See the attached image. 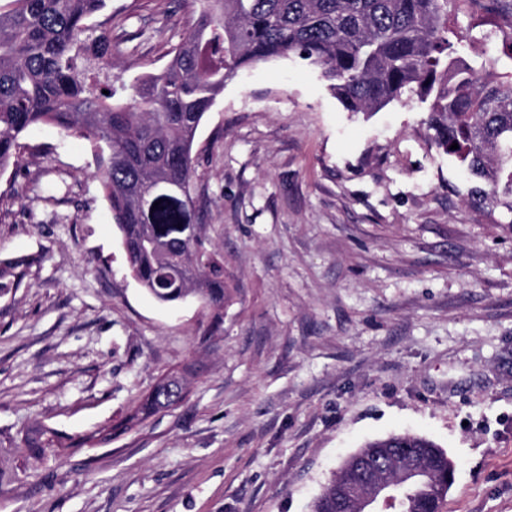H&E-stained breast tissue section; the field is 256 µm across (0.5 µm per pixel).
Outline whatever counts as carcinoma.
<instances>
[{
    "instance_id": "1",
    "label": "carcinoma",
    "mask_w": 512,
    "mask_h": 512,
    "mask_svg": "<svg viewBox=\"0 0 512 512\" xmlns=\"http://www.w3.org/2000/svg\"><path fill=\"white\" fill-rule=\"evenodd\" d=\"M195 21L162 69L127 84L112 79V40L88 23L106 0H3L0 3V173L21 161V138L49 125L86 140L132 277L155 301L197 299L218 329L229 299L219 248L196 222L193 145L201 121L240 68L290 54L320 69L350 112L390 103L426 105V130L476 182L465 205L512 214V77L492 78L488 55L460 65L450 20L474 0H185ZM488 0L495 29L482 34L512 58V10ZM458 144L455 150L452 144ZM158 208H153V203ZM25 259L0 260V293ZM171 408L152 389L119 428L132 429ZM111 434L74 438L40 425L15 448L0 449V486L13 477L12 455L35 463L58 448H84ZM408 469L418 484L397 512H443L448 455L433 442L401 434L366 444ZM336 480L310 512H336Z\"/></svg>"
}]
</instances>
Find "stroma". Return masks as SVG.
<instances>
[{
    "mask_svg": "<svg viewBox=\"0 0 512 512\" xmlns=\"http://www.w3.org/2000/svg\"><path fill=\"white\" fill-rule=\"evenodd\" d=\"M125 81L189 32L184 0H107ZM423 105L350 112L298 57L242 68L197 132L193 190L224 256L220 331L132 278L87 143L23 137L0 174V448L113 426L191 366L179 406L109 443L22 458L0 512H308L398 433L455 464L443 512H512V230L463 202Z\"/></svg>",
    "mask_w": 512,
    "mask_h": 512,
    "instance_id": "35a3bbf8",
    "label": "stroma"
}]
</instances>
